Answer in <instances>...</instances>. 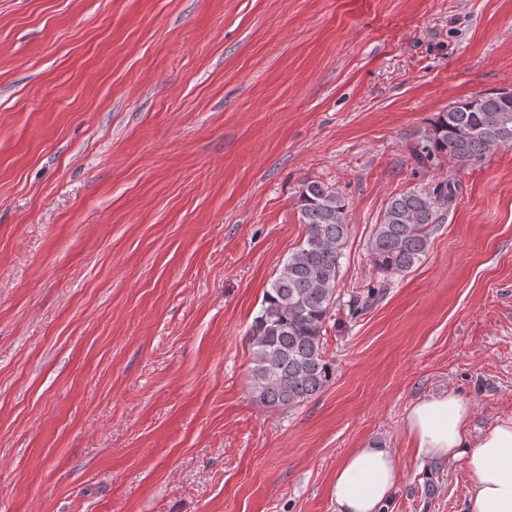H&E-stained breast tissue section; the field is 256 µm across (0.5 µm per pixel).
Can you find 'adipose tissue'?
<instances>
[{
    "label": "adipose tissue",
    "mask_w": 512,
    "mask_h": 512,
    "mask_svg": "<svg viewBox=\"0 0 512 512\" xmlns=\"http://www.w3.org/2000/svg\"><path fill=\"white\" fill-rule=\"evenodd\" d=\"M471 415L470 402L456 393L418 400L406 416L414 457L464 464L472 479L465 512H512V417L477 436ZM401 477L391 449L374 444L354 449L337 465L330 484L336 512H385Z\"/></svg>",
    "instance_id": "ef3b65f1"
}]
</instances>
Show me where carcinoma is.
<instances>
[{
	"label": "carcinoma",
	"instance_id": "carcinoma-1",
	"mask_svg": "<svg viewBox=\"0 0 512 512\" xmlns=\"http://www.w3.org/2000/svg\"><path fill=\"white\" fill-rule=\"evenodd\" d=\"M512 145V89H496L454 102L417 146L423 161L446 157L459 167ZM456 193L445 179L393 197L370 243L371 263L387 277L411 269L426 255L430 237ZM347 203L333 188L309 182L300 193V222L307 227L264 293L248 333L250 389L268 407L296 408L323 392L333 377L323 336L336 306L340 260L350 234Z\"/></svg>",
	"mask_w": 512,
	"mask_h": 512
}]
</instances>
